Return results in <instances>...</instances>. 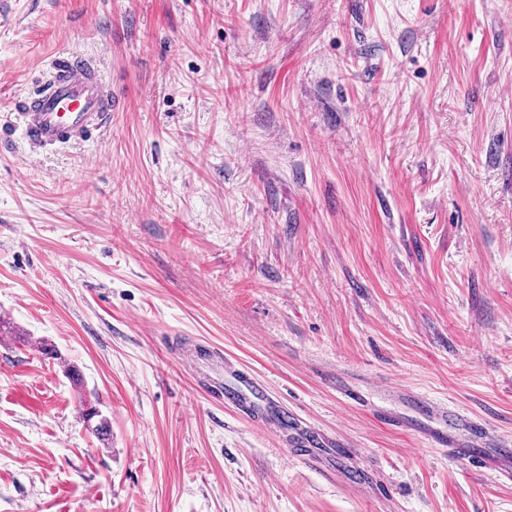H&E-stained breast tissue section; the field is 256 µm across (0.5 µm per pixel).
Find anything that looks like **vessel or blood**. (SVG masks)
I'll return each mask as SVG.
<instances>
[{
    "mask_svg": "<svg viewBox=\"0 0 512 512\" xmlns=\"http://www.w3.org/2000/svg\"><path fill=\"white\" fill-rule=\"evenodd\" d=\"M112 90L97 68L78 55L61 57L50 78L26 98L17 112L24 139L36 151L57 149L69 143L89 141L111 119ZM180 359L191 373L208 361L211 374L206 391L223 398L259 428L274 432L299 445L305 464L318 469L329 480L353 476L356 485L368 484L370 464L354 451L337 452L335 440L313 432L299 418L275 404L267 386L243 374L232 362L208 359L204 351L181 348ZM425 435L449 456L488 469L494 451L475 447L471 437L459 438L436 427H425Z\"/></svg>",
    "mask_w": 512,
    "mask_h": 512,
    "instance_id": "vessel-or-blood-1",
    "label": "vessel or blood"
}]
</instances>
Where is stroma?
Segmentation results:
<instances>
[{"label":"stroma","instance_id":"obj_1","mask_svg":"<svg viewBox=\"0 0 512 512\" xmlns=\"http://www.w3.org/2000/svg\"><path fill=\"white\" fill-rule=\"evenodd\" d=\"M71 52L118 106L32 152L15 106ZM0 320V512H512L392 423L414 394L512 447V0H0ZM177 340L377 488L289 458ZM217 360L211 359L204 351L182 346L180 359L192 374H202L200 362L208 361L211 374L206 392L212 397L220 398L224 390V404H231L244 416L251 419L262 430L272 431L294 444L300 445V456L305 464L318 469L323 476L334 481L353 475V483L370 485L371 465L360 461L358 454L352 450L344 453L336 451V440L326 438L305 426L292 412L275 404L269 396L267 386L243 374L227 359L224 364L222 356L215 354Z\"/></svg>","mask_w":512,"mask_h":512}]
</instances>
